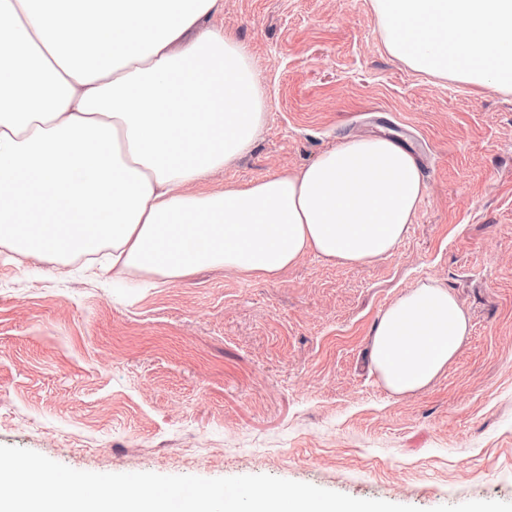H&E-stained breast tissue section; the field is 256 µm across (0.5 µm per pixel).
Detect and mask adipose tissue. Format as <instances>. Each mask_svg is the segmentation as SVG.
I'll list each match as a JSON object with an SVG mask.
<instances>
[{
    "instance_id": "ef3b65f1",
    "label": "adipose tissue",
    "mask_w": 512,
    "mask_h": 512,
    "mask_svg": "<svg viewBox=\"0 0 512 512\" xmlns=\"http://www.w3.org/2000/svg\"><path fill=\"white\" fill-rule=\"evenodd\" d=\"M411 70L512 93V0H371ZM223 0H0V245L116 276L200 267L272 278L306 254L361 265L394 252L426 185L385 137L346 139L298 170L197 190L267 123L245 44L202 22ZM469 320L423 282L376 322L370 359L397 395L456 357Z\"/></svg>"
}]
</instances>
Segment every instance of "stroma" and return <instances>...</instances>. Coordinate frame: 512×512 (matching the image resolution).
Segmentation results:
<instances>
[{
    "mask_svg": "<svg viewBox=\"0 0 512 512\" xmlns=\"http://www.w3.org/2000/svg\"><path fill=\"white\" fill-rule=\"evenodd\" d=\"M267 124L203 189L298 169L349 135L409 143L427 190L392 254H309L272 280L221 269L150 286L0 245V445L96 473L266 474L429 512L512 502V93L391 57L370 0H224ZM470 318L428 387L370 367L381 313L418 283Z\"/></svg>",
    "mask_w": 512,
    "mask_h": 512,
    "instance_id": "obj_1",
    "label": "stroma"
}]
</instances>
